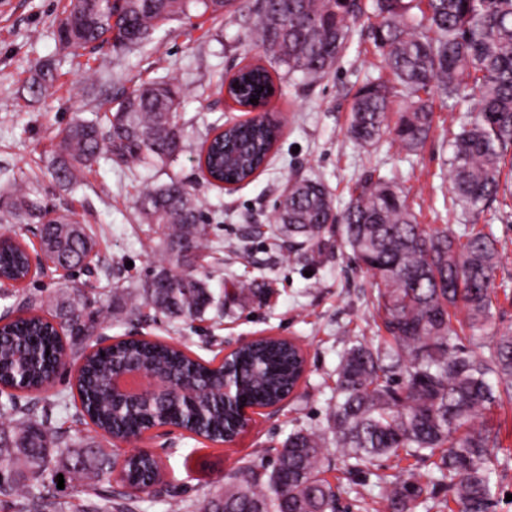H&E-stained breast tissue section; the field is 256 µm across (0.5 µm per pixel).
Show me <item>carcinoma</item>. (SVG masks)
Masks as SVG:
<instances>
[{
    "label": "carcinoma",
    "instance_id": "obj_1",
    "mask_svg": "<svg viewBox=\"0 0 512 512\" xmlns=\"http://www.w3.org/2000/svg\"><path fill=\"white\" fill-rule=\"evenodd\" d=\"M243 10L255 17L254 45L265 61L240 67L219 90L248 112L274 96L281 69L283 77L304 85L327 75L347 47L352 24L362 19L379 51L382 74L369 78L354 97L346 130L351 140L372 147L388 135L416 152L431 133L434 99L453 109L477 97L449 139L451 200L470 223L459 233L418 223L406 194L372 173L353 184L341 211L319 180L302 178L280 196L278 230L305 247L311 263L323 255L325 234L341 226L343 244L373 280L372 309L389 342L376 348L357 339L348 343L326 431L293 430L271 462L237 469L196 503L172 499L166 512H338V492L323 476L330 443L352 473L384 457L432 461L440 477L425 483L413 469H398L385 487V512H413L417 500L435 494L441 483L448 512H492L499 431L482 418L494 405L512 404V329L493 330L497 239L491 225L477 224L499 199L512 198L501 183L504 168L512 165V0H68L57 38L73 56L104 42L130 49L154 41L173 20L189 22L207 13L217 19ZM55 80L52 69H43L28 92L40 94ZM252 98L258 102L250 103ZM398 98L403 106L392 123ZM183 102L177 79L162 77L122 93L115 107L92 120L73 119L59 133L55 180L79 184L105 154L171 166L188 138L180 122ZM279 136L270 117L217 127L200 146L199 164L216 180L243 183L265 166ZM135 209L160 259L142 284L112 288V317L143 306L165 317L203 316L214 294L207 280L182 270L200 263L210 243L211 224L192 190L172 177L140 190ZM0 217L39 225L42 251L56 267H82L93 250L87 226L47 208L36 189L1 193ZM0 275L18 283L30 278L20 242L0 248ZM81 297L78 288L54 292L63 307H76ZM480 347L488 355H476ZM63 350L54 325L39 315L3 322L0 385L38 389ZM129 362L167 373L190 401L115 402L112 374ZM228 366L237 387L235 404L212 390ZM303 372L301 350L283 339H256L228 364L202 362L175 345L122 340L84 356L76 387L97 427L111 437L170 426L223 443L244 427L239 405H278ZM47 421L45 405H22L14 394L0 402V488L12 492L20 512H136L135 493L102 489L112 482L119 460L100 448L76 445ZM124 469L131 482L143 483L159 464L140 454ZM59 474L79 483L84 504L74 509L44 492Z\"/></svg>",
    "mask_w": 512,
    "mask_h": 512
}]
</instances>
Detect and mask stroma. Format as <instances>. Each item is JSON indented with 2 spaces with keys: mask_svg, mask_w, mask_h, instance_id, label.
<instances>
[{
  "mask_svg": "<svg viewBox=\"0 0 512 512\" xmlns=\"http://www.w3.org/2000/svg\"><path fill=\"white\" fill-rule=\"evenodd\" d=\"M66 0H0V188L16 178L38 187L48 208L67 211L89 225L96 246L88 271L48 266L12 295L0 298V317L11 314L23 298L36 296L40 314H53L66 341L79 337L76 324L94 321L86 347H101L136 333L166 342L178 341L192 356L211 360L256 336H279L296 341L306 356V370L294 392L274 408H254L247 427L231 443L217 445L187 431L166 427L148 432L141 447L161 461L169 482L167 491L143 499L139 512H165V502L177 495L193 502L222 485L227 474L280 447L296 428L323 429L333 403L336 368L348 338L372 345L387 335L373 315L372 280L351 261L339 234L326 237L320 263H306L288 250V240L273 224L275 201L292 176L323 179L335 207H344L349 188L374 171L395 181L408 197L419 223L458 228L463 215H449L448 178L450 133L457 113L434 109V123L425 146L407 153L390 137L363 148L346 135L353 98L373 75L380 57L357 23L336 70L309 86L284 80V93L272 100L271 112L284 125L268 166L234 191L211 186L197 164L201 142L214 126L240 118L231 101L211 90L220 77L251 62L252 18L241 12L213 21L210 16L191 22L173 21L156 35L157 45L134 50L106 46L89 56L88 67L77 66L61 50L55 32ZM58 75L54 87L29 97L25 85L35 67ZM176 77L186 96L181 118L193 135L170 168H145L133 163L103 160L71 187L52 177L58 134L75 117L93 119L111 97L142 81ZM177 176L196 194L211 219L214 259L206 264L215 292H228L224 307H212L198 320H170L146 309L121 322L112 319L106 293L113 281L144 279L158 262L157 254L139 242L141 232L134 198L146 185ZM498 240L493 312L499 327H512V209L488 213ZM263 225L261 239L249 236L252 225ZM80 288L83 304L72 314L57 306L58 288ZM486 418L500 430L499 466L495 479V512H512V405L493 409ZM53 425L73 439H84L112 451L111 440L81 419L78 399L54 408ZM389 461L361 474H348L337 454H330L326 478L339 485L342 512H378L381 475Z\"/></svg>",
  "mask_w": 512,
  "mask_h": 512,
  "instance_id": "obj_1",
  "label": "stroma"
}]
</instances>
